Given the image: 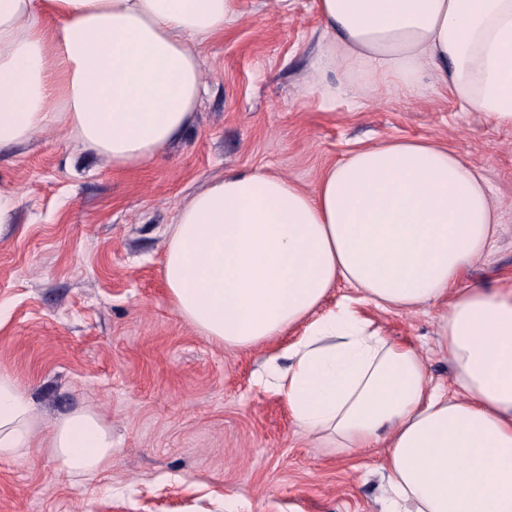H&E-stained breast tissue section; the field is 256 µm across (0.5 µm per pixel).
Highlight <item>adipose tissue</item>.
<instances>
[{
	"label": "adipose tissue",
	"instance_id": "adipose-tissue-1",
	"mask_svg": "<svg viewBox=\"0 0 512 512\" xmlns=\"http://www.w3.org/2000/svg\"><path fill=\"white\" fill-rule=\"evenodd\" d=\"M313 5L322 30L306 92L321 108L361 107L373 85L438 87L512 126V0ZM241 18L239 0H0V147L59 126L114 168L156 161L194 122L206 48ZM499 220L480 168L439 143L393 139L350 151L311 191L226 173L179 207L162 276L179 317L224 347L301 328L256 383L325 447H385L383 512H512V279L460 282ZM341 283L357 298L322 311ZM362 303L442 307L456 396ZM39 430L26 388L0 370V459L26 457ZM49 448L67 475L94 477L112 463V426L73 412Z\"/></svg>",
	"mask_w": 512,
	"mask_h": 512
}]
</instances>
